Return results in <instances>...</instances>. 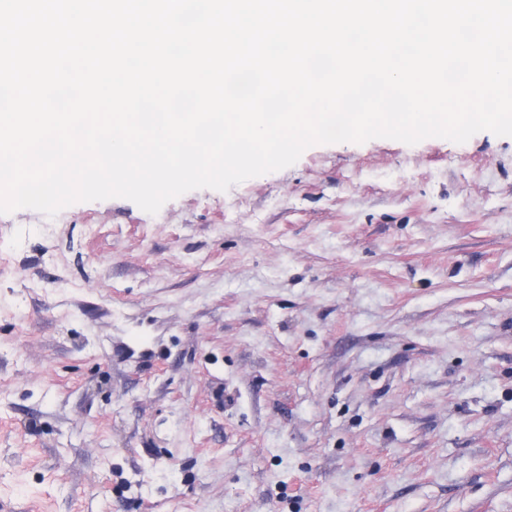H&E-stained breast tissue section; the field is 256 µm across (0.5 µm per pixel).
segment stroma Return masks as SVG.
Returning <instances> with one entry per match:
<instances>
[{
    "label": "stroma",
    "mask_w": 512,
    "mask_h": 512,
    "mask_svg": "<svg viewBox=\"0 0 512 512\" xmlns=\"http://www.w3.org/2000/svg\"><path fill=\"white\" fill-rule=\"evenodd\" d=\"M0 512H512V137L0 214Z\"/></svg>",
    "instance_id": "stroma-1"
}]
</instances>
